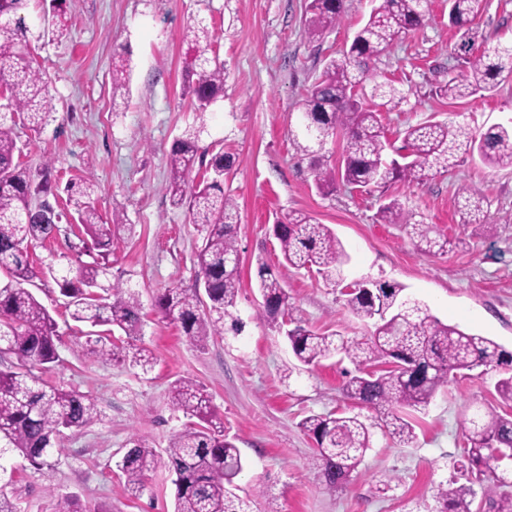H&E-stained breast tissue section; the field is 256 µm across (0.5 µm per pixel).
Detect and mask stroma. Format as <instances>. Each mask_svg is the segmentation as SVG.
Masks as SVG:
<instances>
[{
    "label": "stroma",
    "mask_w": 512,
    "mask_h": 512,
    "mask_svg": "<svg viewBox=\"0 0 512 512\" xmlns=\"http://www.w3.org/2000/svg\"><path fill=\"white\" fill-rule=\"evenodd\" d=\"M472 24L488 44L512 41V0H486ZM307 0H67L69 35L28 38L55 98L56 110L36 133L20 129L22 163L51 161L60 182L93 177L96 206L104 218L120 207L132 232L112 241L113 277L138 292L143 336L151 366L104 361L88 349L98 328L73 321L47 266L76 258L68 238L34 244L36 271L28 287L58 323L59 360L43 370L47 383L91 398L96 420L64 431L48 468L15 458L5 491L21 512H55L58 498L77 496L88 512H173L174 475L166 448L188 419L170 400L180 378L204 386L224 420V430L246 465L235 480L252 512H435L441 484H466L464 419L472 400L500 407L495 390L502 370L476 371L441 388L415 413L416 439L396 444L376 433L349 481L329 490L316 477L314 440L299 426L311 414L353 409L343 391L348 360L334 356L310 367L292 354L285 333L264 320L256 288L257 264L278 265L281 254L272 226L304 212L325 224L350 260L348 281L373 280L403 287L431 315L489 337L512 352V167H491L469 155L423 183L392 182L370 188L338 185L323 194L313 183L311 162L294 145L299 106L326 59L349 47L375 0H344V15L318 42L304 34ZM417 29L399 36L370 64L377 81L407 92L405 102L379 110L389 142L425 121L457 120L477 132L512 122V83L495 92L452 102L436 96L444 77L462 73L460 31L448 22V0H427ZM207 27L213 54L224 63V95L195 112L183 87L185 61L196 50L193 28ZM125 59L130 93L112 98V67ZM194 134L208 154L233 160L225 182L239 209L240 288L234 316L240 334L211 337L199 347L152 306L164 288L196 284V254L204 231L184 210L170 205L165 185L167 155L174 141ZM478 189L490 201L484 224L464 225L459 188ZM398 199L415 220L448 238L445 251H418L404 225L384 224L380 206ZM284 286L298 317L315 332L356 340L373 325L354 316L339 289L314 272L285 268ZM141 436L158 463L140 496H131L116 463L130 439Z\"/></svg>",
    "instance_id": "obj_1"
}]
</instances>
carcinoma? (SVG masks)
<instances>
[{"label": "carcinoma", "instance_id": "cac0c4a2", "mask_svg": "<svg viewBox=\"0 0 512 512\" xmlns=\"http://www.w3.org/2000/svg\"><path fill=\"white\" fill-rule=\"evenodd\" d=\"M29 0H0V86L7 104L0 112V358L13 357L17 364L0 369V477L8 472L10 460L19 456L32 467L49 466L62 430L83 428L97 417L94 402L73 390L46 383L34 373L58 361L57 323L47 308L24 284L33 276L28 247L45 243L60 232L65 216L80 226L98 251L91 262H69L48 274L65 298L72 320L106 327L107 336L95 341L89 353L114 362L130 361L141 367L150 363L145 350L130 351L112 340L114 330L129 339L142 335V306L138 295L112 276L108 255L112 236L122 228L116 214L107 221L95 206L98 185L90 177L65 186L69 213L54 207L53 167L44 163L30 167L16 156V116L37 132L55 112V103L41 68L28 49L29 27L22 11ZM53 13L37 17L45 34H60V17L66 0H54ZM425 0H378L369 19L357 31L348 49L330 59L302 103L297 149L314 155L336 131L343 135L341 167L327 169L313 163L316 187L329 192L337 182L366 188L400 181L421 183L447 170L456 153L475 154L493 167H512V125H497L483 133L473 132L459 121L424 123L403 132L400 150L406 162L384 158L386 144L380 114L362 102L364 84L371 79L368 61L385 52L400 34L422 25ZM450 23L463 30L459 50L468 54L466 70L439 83L435 94L455 101L477 92L492 93L512 80V43L487 47L471 55L470 24L483 12L485 0H448ZM343 0H308L305 34L317 41L342 17ZM190 92L197 111L204 112L224 90V64L218 58L197 52L185 66ZM124 70L112 69V96L127 94ZM371 96L395 106L407 94L392 84L376 82ZM196 138L183 136L174 142L168 156L167 193L171 204L186 210L193 224L205 231L197 254V276L202 288L178 286L155 297L154 306L174 321L195 344L205 346L213 336L241 331L242 322L233 317L240 287L238 250V205L224 190V174L232 167L231 156L212 155L209 176L191 185L188 176L200 160ZM462 198L464 224L483 223L486 198L471 187L458 190ZM385 224H406L417 238L416 248L424 253L442 251L448 239L427 224L413 221V214L392 200L380 209ZM282 255V266L316 268L326 283L338 286L348 254L336 235L324 224L305 214L288 215L273 229ZM258 289L263 311L273 322L288 324L285 336L295 358L316 366L335 355H345L356 375L344 387L346 396L361 409L376 414L388 433L403 442L415 438L409 411L426 407L437 391L457 378L461 370L487 371L502 364L503 350L492 339L448 325L429 314L420 302L403 295L397 284L346 293L350 311L374 322L372 336L359 342L343 336H321L294 315L281 275L265 264L258 267ZM171 402L193 419L172 435L166 449L168 464L175 474L173 512H250L247 501L233 492L234 478L243 469L240 451L224 436V420L211 404L205 389L189 378L174 382ZM467 419L466 463L461 468L477 471L480 490L455 486L451 480L439 488L437 512H472L476 495H481L488 512H512V470L492 454L497 448L512 452V413L471 404ZM300 427L316 443L312 468L329 488L341 485L358 468L372 445L373 425L359 413L309 415ZM155 454L140 437L130 441L118 467L130 494L138 496L155 468Z\"/></svg>", "mask_w": 512, "mask_h": 512}]
</instances>
